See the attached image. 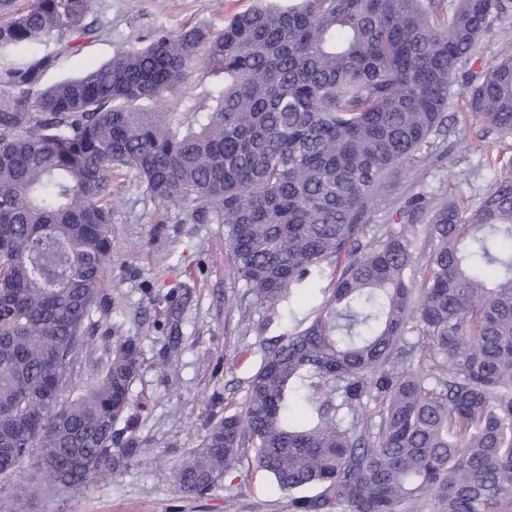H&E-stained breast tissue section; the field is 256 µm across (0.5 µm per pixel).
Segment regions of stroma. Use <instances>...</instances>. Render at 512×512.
I'll return each mask as SVG.
<instances>
[{
    "label": "stroma",
    "mask_w": 512,
    "mask_h": 512,
    "mask_svg": "<svg viewBox=\"0 0 512 512\" xmlns=\"http://www.w3.org/2000/svg\"><path fill=\"white\" fill-rule=\"evenodd\" d=\"M252 0H97L101 29L81 50L63 55L45 83L81 75L117 51L139 45L154 28L201 24L222 28ZM448 111L466 141L447 139L442 150L393 173L387 196L373 209L380 229L410 195L477 201L493 173L487 156H512V137L488 132L481 117L464 112L461 96ZM112 262L103 300L85 322L88 344L82 373L90 375L108 336L138 337L143 362L130 387L134 431L142 447L172 466L206 433L210 418L240 411L251 377L268 350L307 327L321 312L336 281L335 264L276 305L260 303L230 271L224 225L186 221L184 205L164 204L133 177L112 182ZM5 512H288V497L261 470L225 475L200 501L182 498L168 474L132 462L77 493L14 501Z\"/></svg>",
    "instance_id": "stroma-1"
}]
</instances>
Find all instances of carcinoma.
I'll return each instance as SVG.
<instances>
[{
    "label": "carcinoma",
    "instance_id": "carcinoma-1",
    "mask_svg": "<svg viewBox=\"0 0 512 512\" xmlns=\"http://www.w3.org/2000/svg\"><path fill=\"white\" fill-rule=\"evenodd\" d=\"M93 3L0 0V477L35 451L30 492L50 495L146 452L114 447L138 337L107 339L103 372L80 374L125 172L164 204H195L192 222L225 225L233 274L262 303L345 258L323 311L268 351L242 410L172 472L182 495L247 465L291 512H512V157H495L475 204L414 195L369 235L387 176L458 135L456 83L512 135V46L463 69L512 0H258L219 31L160 26L43 84L96 33ZM199 58L223 78L214 105L177 112ZM410 333L427 352L416 369Z\"/></svg>",
    "mask_w": 512,
    "mask_h": 512
}]
</instances>
